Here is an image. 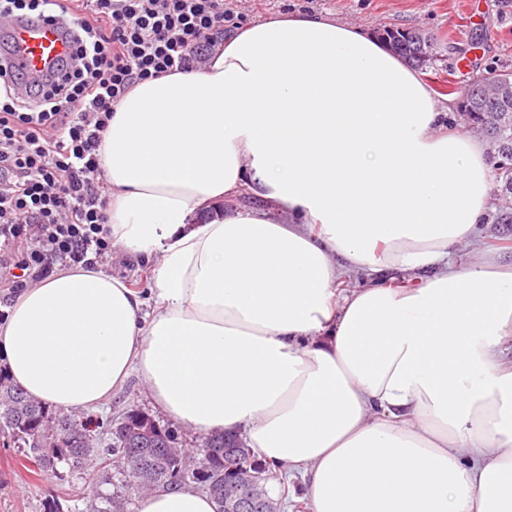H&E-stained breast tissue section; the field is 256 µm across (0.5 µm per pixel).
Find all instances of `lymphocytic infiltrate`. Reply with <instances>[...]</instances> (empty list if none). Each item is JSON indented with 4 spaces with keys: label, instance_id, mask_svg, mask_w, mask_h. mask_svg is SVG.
Listing matches in <instances>:
<instances>
[{
    "label": "lymphocytic infiltrate",
    "instance_id": "lymphocytic-infiltrate-1",
    "mask_svg": "<svg viewBox=\"0 0 512 512\" xmlns=\"http://www.w3.org/2000/svg\"><path fill=\"white\" fill-rule=\"evenodd\" d=\"M80 46L54 80L0 79V288L112 259L99 149L139 81L204 66L224 0H81Z\"/></svg>",
    "mask_w": 512,
    "mask_h": 512
}]
</instances>
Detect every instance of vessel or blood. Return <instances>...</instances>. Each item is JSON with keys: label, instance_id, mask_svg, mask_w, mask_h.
<instances>
[{"label": "vessel or blood", "instance_id": "vessel-or-blood-1", "mask_svg": "<svg viewBox=\"0 0 512 512\" xmlns=\"http://www.w3.org/2000/svg\"><path fill=\"white\" fill-rule=\"evenodd\" d=\"M59 20L45 16L0 18V60L8 72L36 78L51 71L76 48L77 26L68 0H58Z\"/></svg>", "mask_w": 512, "mask_h": 512}]
</instances>
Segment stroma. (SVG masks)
<instances>
[{"mask_svg":"<svg viewBox=\"0 0 512 512\" xmlns=\"http://www.w3.org/2000/svg\"><path fill=\"white\" fill-rule=\"evenodd\" d=\"M237 26L275 14L316 12L364 27L374 35L387 28L418 29L433 44L436 61L424 70L435 98L458 102L464 80L491 68L512 70V0H224ZM87 481L78 472L57 479L34 473L16 448L0 447V512H46L58 498L65 512H87Z\"/></svg>","mask_w":512,"mask_h":512,"instance_id":"1","label":"stroma"}]
</instances>
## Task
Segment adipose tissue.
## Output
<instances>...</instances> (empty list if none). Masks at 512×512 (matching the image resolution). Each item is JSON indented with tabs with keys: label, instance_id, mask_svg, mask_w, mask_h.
<instances>
[{
	"label": "adipose tissue",
	"instance_id": "adipose-tissue-1",
	"mask_svg": "<svg viewBox=\"0 0 512 512\" xmlns=\"http://www.w3.org/2000/svg\"><path fill=\"white\" fill-rule=\"evenodd\" d=\"M451 112L318 13L140 81L101 170L112 243L151 264L155 308L100 268L55 269L0 320V364L86 414L137 375L168 419L298 474L309 512H512V258L452 255L481 235L492 172ZM244 191L276 216L219 211ZM351 272L368 285L345 288ZM134 512L214 504L160 487Z\"/></svg>",
	"mask_w": 512,
	"mask_h": 512
}]
</instances>
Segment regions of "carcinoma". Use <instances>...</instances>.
Instances as JSON below:
<instances>
[{
    "instance_id": "1",
    "label": "carcinoma",
    "mask_w": 512,
    "mask_h": 512,
    "mask_svg": "<svg viewBox=\"0 0 512 512\" xmlns=\"http://www.w3.org/2000/svg\"><path fill=\"white\" fill-rule=\"evenodd\" d=\"M396 52L408 61L428 66L433 60L431 44L413 30L386 29ZM512 84V72L491 69L460 87L461 112H469L478 128L491 139L494 151L512 152V90L502 95L504 85ZM498 188L497 223L512 224V165L495 166ZM128 422L125 432L88 429V419L63 409H54L29 397L6 374L0 373V444L22 449V456L38 472H57L65 464L72 471L111 468L122 475L128 495H105L98 483L91 484L89 512H124L128 498L161 486L196 484L208 492L216 512H224V469L238 464L230 449L233 437L210 436L202 447L221 448L219 456L202 461L200 449L185 448L175 434L151 415L129 408L117 416Z\"/></svg>"
}]
</instances>
